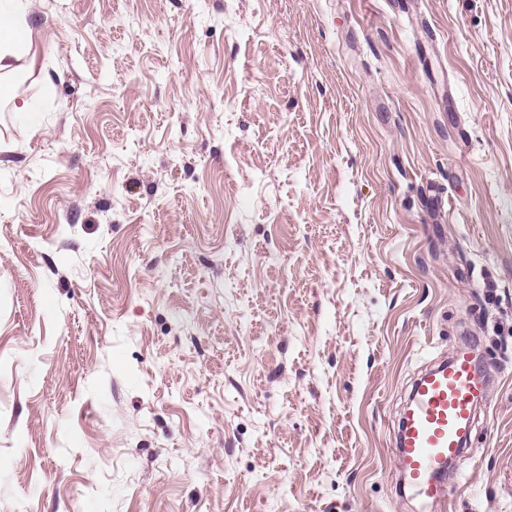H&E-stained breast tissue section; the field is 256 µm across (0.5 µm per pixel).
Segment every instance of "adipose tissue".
Here are the masks:
<instances>
[{
	"instance_id": "adipose-tissue-1",
	"label": "adipose tissue",
	"mask_w": 512,
	"mask_h": 512,
	"mask_svg": "<svg viewBox=\"0 0 512 512\" xmlns=\"http://www.w3.org/2000/svg\"><path fill=\"white\" fill-rule=\"evenodd\" d=\"M30 36L27 0H0V82L25 72Z\"/></svg>"
}]
</instances>
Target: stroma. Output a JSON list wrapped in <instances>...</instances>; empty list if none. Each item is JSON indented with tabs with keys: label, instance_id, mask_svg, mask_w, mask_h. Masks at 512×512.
<instances>
[{
	"label": "stroma",
	"instance_id": "stroma-1",
	"mask_svg": "<svg viewBox=\"0 0 512 512\" xmlns=\"http://www.w3.org/2000/svg\"><path fill=\"white\" fill-rule=\"evenodd\" d=\"M0 88V512H512V0H29ZM52 85L37 121L11 101ZM485 394V380L476 375L471 351L465 347L415 383L401 417L394 456L408 492L423 503L445 500V468L462 458L474 407Z\"/></svg>",
	"mask_w": 512,
	"mask_h": 512
}]
</instances>
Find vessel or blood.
Returning a JSON list of instances; mask_svg holds the SVG:
<instances>
[{
    "label": "vessel or blood",
    "mask_w": 512,
    "mask_h": 512,
    "mask_svg": "<svg viewBox=\"0 0 512 512\" xmlns=\"http://www.w3.org/2000/svg\"><path fill=\"white\" fill-rule=\"evenodd\" d=\"M485 394V380L476 375L465 347L415 383L394 451L411 495L429 504L445 500V469L462 458L474 407Z\"/></svg>",
    "instance_id": "obj_1"
}]
</instances>
